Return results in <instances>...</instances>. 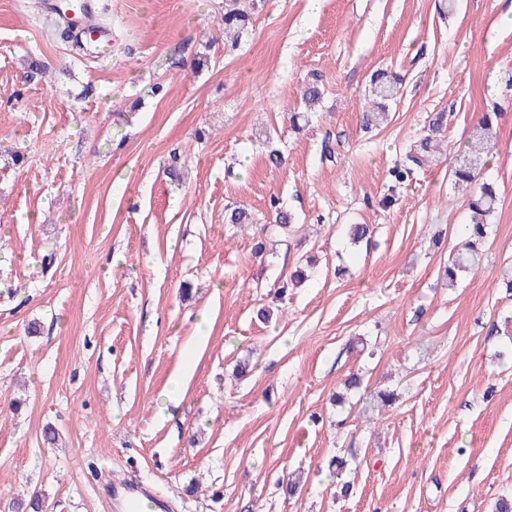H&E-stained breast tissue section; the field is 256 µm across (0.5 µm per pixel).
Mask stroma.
I'll return each instance as SVG.
<instances>
[{
  "mask_svg": "<svg viewBox=\"0 0 512 512\" xmlns=\"http://www.w3.org/2000/svg\"><path fill=\"white\" fill-rule=\"evenodd\" d=\"M48 2L0 0V512L33 492L42 512H111L124 479L173 512H493L512 495V0H258L234 47L224 0H103L100 58L59 37ZM380 68L405 92L367 132ZM314 74L322 99L293 128ZM495 107L492 233L451 287L469 212L448 173ZM438 112L446 151L382 206ZM273 196L302 243L257 257L225 212L262 224ZM353 224L371 239L351 243ZM353 372L363 387L332 405ZM380 389L397 400L378 407Z\"/></svg>",
  "mask_w": 512,
  "mask_h": 512,
  "instance_id": "1",
  "label": "stroma"
}]
</instances>
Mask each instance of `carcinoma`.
<instances>
[{
  "mask_svg": "<svg viewBox=\"0 0 512 512\" xmlns=\"http://www.w3.org/2000/svg\"><path fill=\"white\" fill-rule=\"evenodd\" d=\"M255 3L252 0H224V15L220 25L224 35L232 37L237 43L241 35L248 31L251 24L252 11ZM404 78L398 74H390L384 70L372 74L367 89L369 107L362 113V126L370 128L386 121L392 104L402 95ZM301 97L307 110L315 109L321 99V87L316 78L306 82L301 90ZM501 118L499 112H485L473 124L464 147L457 152L451 168V181L457 188L471 189L468 209L471 212V223L462 226L461 239L456 244L455 252L448 257V264L443 266L442 275L448 284H454L458 277L467 272L479 269L483 255V245L489 238L491 225L486 218L497 209L498 194L494 184L482 180V168L486 158L495 144L496 128ZM447 123L445 113L435 115L429 125L428 132L410 145L405 154V162L397 163L389 169L388 192H395L412 174L413 167H421L429 162L430 157L439 152V143L434 136ZM270 209L274 212L273 221L267 224H255L253 252L260 254L265 250V242L273 239L282 245L290 246L291 238L295 237L300 226L288 211L279 206V200L271 199Z\"/></svg>",
  "mask_w": 512,
  "mask_h": 512,
  "instance_id": "cac0c4a2",
  "label": "carcinoma"
}]
</instances>
